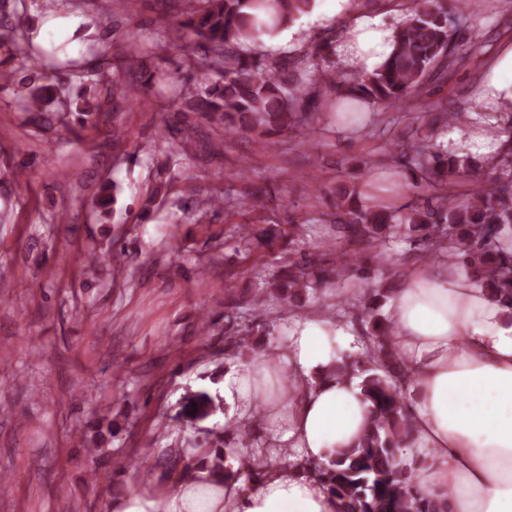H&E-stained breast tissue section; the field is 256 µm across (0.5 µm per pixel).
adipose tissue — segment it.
Listing matches in <instances>:
<instances>
[{"mask_svg":"<svg viewBox=\"0 0 512 512\" xmlns=\"http://www.w3.org/2000/svg\"><path fill=\"white\" fill-rule=\"evenodd\" d=\"M395 27L379 15L353 17L334 47L337 60L366 73L393 50ZM479 102L512 113V49L489 67ZM386 314L389 341L408 365L405 412L422 454L400 455L440 512H512V317L465 272L440 264L403 279ZM347 330L311 317L282 353L291 375L271 378L260 363L233 369L224 396L238 420L263 413L271 434L242 456L268 466L255 488L204 473L178 479L174 493H131L112 512H339L314 468L362 435L371 403L356 379L330 375Z\"/></svg>","mask_w":512,"mask_h":512,"instance_id":"ef3b65f1","label":"adipose tissue"}]
</instances>
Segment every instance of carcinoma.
Wrapping results in <instances>:
<instances>
[{
  "label": "carcinoma",
  "instance_id": "1",
  "mask_svg": "<svg viewBox=\"0 0 512 512\" xmlns=\"http://www.w3.org/2000/svg\"><path fill=\"white\" fill-rule=\"evenodd\" d=\"M163 5L177 3L178 18L166 23L163 32L170 44L184 55L204 56L211 78L186 83L181 98L190 112L206 119L224 122V135L262 127L277 132L306 131L313 128L315 113L304 99L301 85L288 70L276 71L244 58L239 48L244 41L256 42L274 35L281 25L310 12L312 0H160ZM414 4L407 25L394 36V48L376 72L351 79L342 70L331 69L329 83L358 101L383 109L408 102L412 93L437 68L448 62L453 52V24L442 0H410ZM19 45L16 67L6 71L0 82L12 84L15 73H25L20 82V107L29 119L39 124L55 100H61L62 85L78 88L75 107L83 127L98 128L105 121L109 106L132 105L151 83L148 76L137 84L111 75L96 61L63 82L46 73L36 75L38 58L29 50L18 27L3 25L0 39ZM332 42L324 40L297 59L295 66L308 64L331 53ZM177 110L164 120L160 140L166 161L177 162L188 155L189 138L184 136ZM502 151L487 161L492 175L483 178L473 171L464 157L436 149L432 129L424 128L416 139L400 145L407 158V190L421 194L429 189L434 203L427 206L390 204L376 206L364 202L358 184L341 189L321 220L343 234L347 245L340 248L334 262L325 266L306 257H282L276 278L269 288L283 299L297 298L308 289L331 283L338 286L357 280L366 286L362 308L368 335L374 342L366 357L333 366L338 377L360 376V386L372 403L371 425L356 446L336 453L330 467L318 470L331 492L341 501L342 512H437L436 504L414 484L412 473L396 466L399 448L411 435L398 386L405 364L390 345L392 327L381 314L389 297L388 278L379 281L361 262L356 244L379 247L391 235L409 237L420 259H456L466 265L473 277L487 289L493 300L512 311V128ZM472 180L464 198L453 191L452 180ZM111 185L98 188L95 207L107 216L115 197ZM196 407H191V404ZM190 417L203 420L222 409L208 394L188 399ZM202 468L222 481L233 476L224 468V456L234 453L220 437L208 447L198 446Z\"/></svg>",
  "mask_w": 512,
  "mask_h": 512
}]
</instances>
